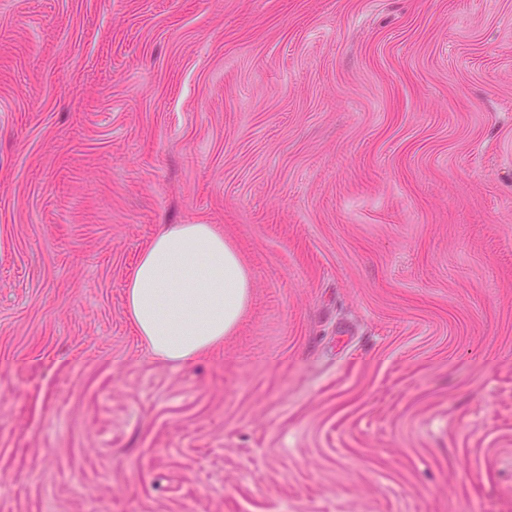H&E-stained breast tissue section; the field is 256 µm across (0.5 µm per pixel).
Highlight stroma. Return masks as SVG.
Returning <instances> with one entry per match:
<instances>
[{
	"label": "stroma",
	"mask_w": 512,
	"mask_h": 512,
	"mask_svg": "<svg viewBox=\"0 0 512 512\" xmlns=\"http://www.w3.org/2000/svg\"><path fill=\"white\" fill-rule=\"evenodd\" d=\"M164 224L252 281L187 370ZM0 512H512V0H0ZM125 288L147 357L173 368L193 367L224 343L251 294L237 250L212 224H166Z\"/></svg>",
	"instance_id": "35a3bbf8"
}]
</instances>
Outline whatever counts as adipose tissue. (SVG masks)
Returning a JSON list of instances; mask_svg holds the SVG:
<instances>
[{
    "mask_svg": "<svg viewBox=\"0 0 512 512\" xmlns=\"http://www.w3.org/2000/svg\"><path fill=\"white\" fill-rule=\"evenodd\" d=\"M251 294L237 250L210 224H168L126 281V312L147 357L190 368L237 328Z\"/></svg>",
    "mask_w": 512,
    "mask_h": 512,
    "instance_id": "obj_1",
    "label": "adipose tissue"
}]
</instances>
